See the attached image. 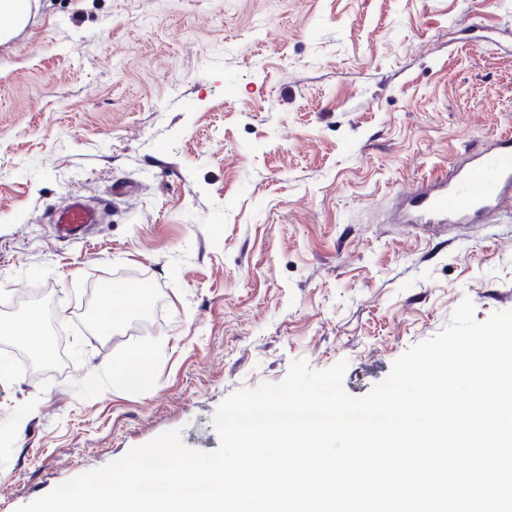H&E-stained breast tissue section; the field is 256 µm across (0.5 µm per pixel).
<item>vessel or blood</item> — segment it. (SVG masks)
Returning a JSON list of instances; mask_svg holds the SVG:
<instances>
[{
  "mask_svg": "<svg viewBox=\"0 0 512 512\" xmlns=\"http://www.w3.org/2000/svg\"><path fill=\"white\" fill-rule=\"evenodd\" d=\"M404 200L407 207L401 222L418 218L433 224L476 220L504 201L512 202V137L467 150L460 164L412 186ZM96 221V209L78 196L71 197L55 216L57 229L65 236L79 234Z\"/></svg>",
  "mask_w": 512,
  "mask_h": 512,
  "instance_id": "vessel-or-blood-1",
  "label": "vessel or blood"
}]
</instances>
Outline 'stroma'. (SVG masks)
Returning a JSON list of instances; mask_svg holds the SVG:
<instances>
[{
	"label": "stroma",
	"instance_id": "stroma-1",
	"mask_svg": "<svg viewBox=\"0 0 512 512\" xmlns=\"http://www.w3.org/2000/svg\"><path fill=\"white\" fill-rule=\"evenodd\" d=\"M512 133V0H39L0 45V323L67 364L0 384V512L230 394L347 361L367 395L463 298L512 310V213L398 224V194ZM100 210L55 236L68 195ZM143 285L110 334L101 281ZM151 355L146 386L108 365ZM9 329L11 335L16 336L28 348H38L41 346L42 338L36 332L33 320L27 319L15 322L10 325Z\"/></svg>",
	"mask_w": 512,
	"mask_h": 512
}]
</instances>
